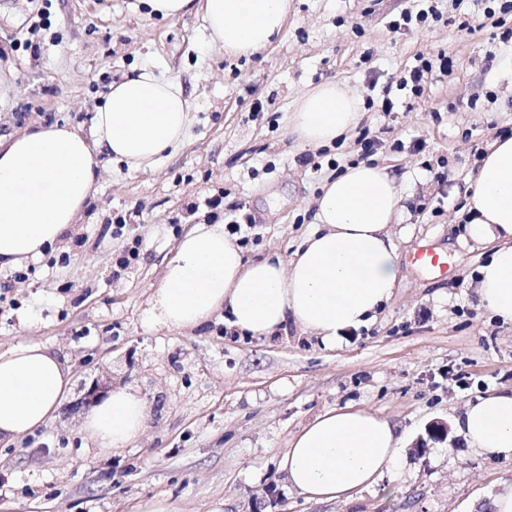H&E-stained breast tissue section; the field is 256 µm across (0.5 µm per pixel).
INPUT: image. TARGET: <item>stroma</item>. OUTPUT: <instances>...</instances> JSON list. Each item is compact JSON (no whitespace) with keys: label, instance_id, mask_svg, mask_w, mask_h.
I'll return each mask as SVG.
<instances>
[{"label":"stroma","instance_id":"35a3bbf8","mask_svg":"<svg viewBox=\"0 0 512 512\" xmlns=\"http://www.w3.org/2000/svg\"><path fill=\"white\" fill-rule=\"evenodd\" d=\"M504 0H431L426 22L393 29L415 0H291L282 34L248 57L207 44L195 14L166 20L131 0H0V136L34 124L89 133L112 82L155 66L195 100L187 142L152 169L106 164L77 224L28 278L0 295V353L38 343L72 377L55 416L0 442V512H492L512 492V461L463 438L414 444L435 421L454 422L486 393L512 388V325L481 307L485 248L464 242L459 212L479 153L512 135V13ZM41 46L32 54L28 42ZM453 59L415 95L399 83L417 56ZM342 84L362 98L392 88L391 114L364 111L337 144H300L288 117L308 90ZM262 111H254L255 103ZM378 139L372 162L405 177L408 220L392 227L401 256L378 321L335 349L296 328L242 337L222 317L192 330L146 320L163 263L200 223H223L205 199L252 219L246 258L290 259L313 229L324 179L361 161L358 138ZM125 217L122 234L112 223ZM138 265L113 278L130 237ZM447 268L429 270L419 249ZM129 386L146 401L144 434L124 449L94 448L83 430L93 382ZM354 405L387 418L402 439V471L328 502L290 489L279 459L316 416Z\"/></svg>","mask_w":512,"mask_h":512}]
</instances>
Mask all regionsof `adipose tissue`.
I'll list each match as a JSON object with an SVG mask.
<instances>
[{
  "instance_id": "obj_1",
  "label": "adipose tissue",
  "mask_w": 512,
  "mask_h": 512,
  "mask_svg": "<svg viewBox=\"0 0 512 512\" xmlns=\"http://www.w3.org/2000/svg\"><path fill=\"white\" fill-rule=\"evenodd\" d=\"M163 18L194 12L209 42L228 55L269 46L288 19L290 0H140ZM193 101L179 80L142 66L113 82L89 133L39 125L0 139V268L41 255L85 210L102 164L138 172L178 150ZM358 96L325 82L300 99L290 125L298 140L329 146L360 120ZM404 186L388 167L358 163L326 179L315 227L291 259L272 252L245 259L223 225L199 224L167 260L148 321L196 328L218 312L239 333L270 338L295 325L326 349L370 324L391 298L399 269L389 232L405 216ZM465 237L492 245L480 266L477 293L493 316L512 323V136L496 139L465 189ZM70 390L56 353L40 344L0 354V440L47 424ZM147 407L129 387L113 389L87 416L84 430L102 448L120 449L146 427ZM470 448L512 460V390L491 392L456 419ZM387 419L350 405L317 416L293 435L280 460L291 488L334 501L371 487L400 457Z\"/></svg>"
}]
</instances>
